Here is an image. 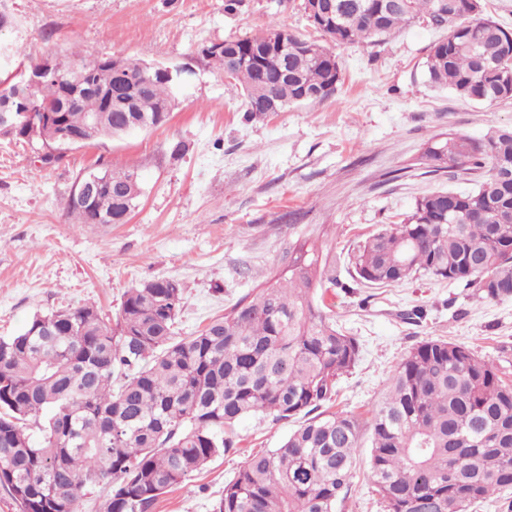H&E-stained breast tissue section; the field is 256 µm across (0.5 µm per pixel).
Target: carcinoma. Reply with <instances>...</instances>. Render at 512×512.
I'll use <instances>...</instances> for the list:
<instances>
[{
  "label": "carcinoma",
  "mask_w": 512,
  "mask_h": 512,
  "mask_svg": "<svg viewBox=\"0 0 512 512\" xmlns=\"http://www.w3.org/2000/svg\"><path fill=\"white\" fill-rule=\"evenodd\" d=\"M336 23L318 30L339 45L390 36L415 19L448 27L427 61L429 82L474 102L512 99V31L482 15L480 0H335ZM259 38L202 48L206 57L238 56L229 79L253 118L332 97L342 75L336 55L273 24ZM128 81L109 97V59L83 64L98 93L71 96L65 66L34 90L20 61L0 73V106L60 112L84 130L100 110L95 137H120L133 119L149 129L173 110L180 72L123 60ZM56 130L25 127L6 135L40 150ZM429 167L477 171L469 190L418 199L399 224L366 239L352 256L355 277L387 286L429 276L463 283L482 300L512 298V126L473 138L450 133L426 154ZM109 179L87 205L67 203L74 224H123L141 196L134 169L90 170ZM288 279L273 277L191 336L174 325L183 289L169 279L129 288L115 325L93 304L35 313L13 336H0V486L18 512H80L87 492L106 490L103 512H154L160 496L235 449L232 429L248 416L272 423L303 418L277 447L249 455L212 512H336L346 498L364 425L371 430L368 478L385 512H470L512 489V384L496 365L441 339L402 359L382 402L363 422L329 411L338 379L356 366L359 344L336 329L326 299L336 285V254L316 241L288 249Z\"/></svg>",
  "instance_id": "obj_1"
}]
</instances>
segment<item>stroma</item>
Wrapping results in <instances>:
<instances>
[{
    "label": "stroma",
    "mask_w": 512,
    "mask_h": 512,
    "mask_svg": "<svg viewBox=\"0 0 512 512\" xmlns=\"http://www.w3.org/2000/svg\"><path fill=\"white\" fill-rule=\"evenodd\" d=\"M301 0H12L13 28L0 44L28 61L77 64L121 57L184 72L168 122L103 138L36 163L33 148L0 137V336L35 312L92 302L115 319L125 292L173 279L183 289L179 333L189 336L288 263L302 237L336 254L337 326L354 336L359 361L337 384L335 410L368 418L389 377L419 343L444 339L493 362L512 380V299L484 301L463 284L422 276L388 287L360 283L349 252L417 199L463 189L452 171L429 172L425 153L455 133L479 136L512 125V100L476 103L427 78L431 45L448 34L416 22L385 40L338 45L344 82L323 102L248 118L232 80L203 46L262 35L270 23L319 40ZM188 149L172 155L175 143ZM134 168L142 195L123 224H72L66 205L77 177ZM415 309L420 321L408 320ZM297 426L237 423L236 452L215 458L161 495L155 512H211L247 456L279 447ZM368 448L338 512H383L366 479Z\"/></svg>",
    "instance_id": "obj_1"
}]
</instances>
